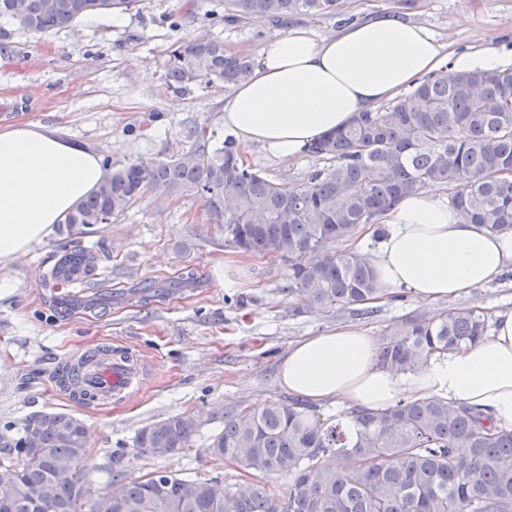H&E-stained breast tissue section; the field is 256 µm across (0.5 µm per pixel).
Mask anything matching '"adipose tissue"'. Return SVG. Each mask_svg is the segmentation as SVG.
Masks as SVG:
<instances>
[{
	"instance_id": "obj_1",
	"label": "adipose tissue",
	"mask_w": 512,
	"mask_h": 512,
	"mask_svg": "<svg viewBox=\"0 0 512 512\" xmlns=\"http://www.w3.org/2000/svg\"><path fill=\"white\" fill-rule=\"evenodd\" d=\"M495 40L455 52L427 25L379 13L321 35L292 27L254 53L249 76L224 98V128L240 156L260 150L296 160L359 113L392 100L443 65L457 73L499 71ZM107 176L94 148L27 122L0 129V267L48 239ZM385 236L366 259L384 293L452 301L512 272V231L462 222L432 190L406 195L381 215ZM288 392L313 404L384 409L406 396L440 398L488 412L512 427V307L497 310L478 343L397 374L372 336L339 326L302 339L279 366Z\"/></svg>"
}]
</instances>
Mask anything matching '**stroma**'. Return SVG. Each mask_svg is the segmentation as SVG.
<instances>
[{"label":"stroma","mask_w":512,"mask_h":512,"mask_svg":"<svg viewBox=\"0 0 512 512\" xmlns=\"http://www.w3.org/2000/svg\"><path fill=\"white\" fill-rule=\"evenodd\" d=\"M396 0H344L329 17L303 25L329 34ZM222 0H141L137 10L80 20L35 34L9 20L0 52V128L37 121L92 146L113 166L143 158L183 155L187 133L205 129L223 142L227 86L198 83L177 91L164 81L175 42L219 38L227 51L253 55L265 39L284 35L270 22L218 25ZM408 18L427 24L457 51L496 35L512 67V0H413ZM178 27H171L170 16ZM248 164L269 178L304 182L322 159L308 155L274 161L253 152ZM85 248L98 257L95 283L49 288L47 273L66 251ZM197 280L177 287L181 274ZM0 275L14 281L0 297V425L32 413L65 412L87 430L84 469L93 490H106L111 472L133 479L161 469L201 480L245 483V475L208 449L224 426L225 411L288 400L278 378L288 348L306 336L346 324L384 342L411 317H431L444 304H424L409 291L374 303L363 318L348 309L298 307L284 291L288 265L279 256H247L225 246L201 202L146 193L118 220L90 228L57 225L54 235ZM136 351L144 365L139 389L125 402L97 408L56 389L54 370L64 358L99 343ZM191 413L200 422L192 445L164 459L138 455L133 438L143 426Z\"/></svg>","instance_id":"35a3bbf8"}]
</instances>
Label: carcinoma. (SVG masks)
<instances>
[{
	"label": "carcinoma",
	"instance_id": "cac0c4a2",
	"mask_svg": "<svg viewBox=\"0 0 512 512\" xmlns=\"http://www.w3.org/2000/svg\"><path fill=\"white\" fill-rule=\"evenodd\" d=\"M141 0H0V18L39 34L94 14L126 13ZM340 0H224L222 23L333 16ZM250 58L217 39L174 46L168 86L237 84ZM183 157L111 168L66 224H110L145 192L199 199L224 241L245 254L288 262V295L306 308L365 304L380 294L366 261L336 244L352 239L397 198L430 183L448 186L462 220L491 231L512 229V68L494 74L442 69L410 92L312 148L329 165L292 186L244 164L234 141L208 147L201 129ZM489 317L457 307L413 320L380 348V361L404 374L461 345L474 344ZM299 400L224 413L212 454L257 481L244 487L153 470L131 480L112 475V492H93L84 478L83 423L64 412H38L0 432V512H512V429L476 408L438 398L388 408L344 410L324 421ZM41 428L30 437L31 423ZM200 427L182 413L142 427L134 447L173 457ZM467 449L461 455L457 449ZM289 479L277 494L263 479ZM22 487L13 502L4 488Z\"/></svg>",
	"mask_w": 512,
	"mask_h": 512
}]
</instances>
